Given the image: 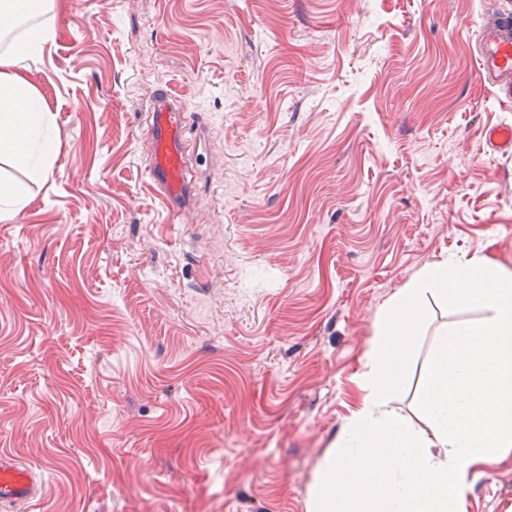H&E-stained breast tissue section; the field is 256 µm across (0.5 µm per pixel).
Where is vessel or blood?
Returning <instances> with one entry per match:
<instances>
[{
  "label": "vessel or blood",
  "mask_w": 512,
  "mask_h": 512,
  "mask_svg": "<svg viewBox=\"0 0 512 512\" xmlns=\"http://www.w3.org/2000/svg\"><path fill=\"white\" fill-rule=\"evenodd\" d=\"M477 55L478 78L502 102L512 103V9L504 8L480 26ZM144 130L148 143L145 172L163 196L172 218L188 207L197 183L186 160V126L182 108L172 89H164L151 102ZM489 145L512 151V125L499 124L485 132ZM44 486L14 457L0 454V505L32 502L42 497Z\"/></svg>",
  "instance_id": "b4317fda"
}]
</instances>
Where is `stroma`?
I'll return each instance as SVG.
<instances>
[{"label":"stroma","mask_w":512,"mask_h":512,"mask_svg":"<svg viewBox=\"0 0 512 512\" xmlns=\"http://www.w3.org/2000/svg\"><path fill=\"white\" fill-rule=\"evenodd\" d=\"M507 0H56L25 77L48 182L0 221V450L41 499L0 512H308L375 322L425 267L512 268V105L476 77ZM182 98L191 207L145 181V103ZM395 403L420 419L426 302ZM468 512H512V456ZM485 137L489 145L503 153L512 151V125L499 124L488 128Z\"/></svg>","instance_id":"1"}]
</instances>
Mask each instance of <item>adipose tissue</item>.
Here are the masks:
<instances>
[{
	"label": "adipose tissue",
	"mask_w": 512,
	"mask_h": 512,
	"mask_svg": "<svg viewBox=\"0 0 512 512\" xmlns=\"http://www.w3.org/2000/svg\"><path fill=\"white\" fill-rule=\"evenodd\" d=\"M55 0H0V38H10L0 53V165L27 169L32 181L48 178L58 150L51 115L22 72L37 61L52 41L54 29L46 21Z\"/></svg>",
	"instance_id": "adipose-tissue-1"
}]
</instances>
